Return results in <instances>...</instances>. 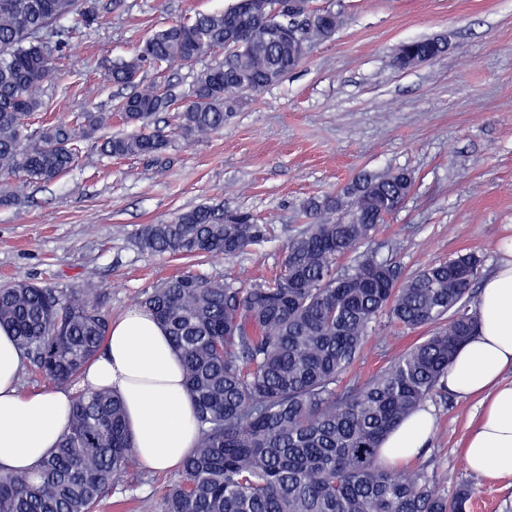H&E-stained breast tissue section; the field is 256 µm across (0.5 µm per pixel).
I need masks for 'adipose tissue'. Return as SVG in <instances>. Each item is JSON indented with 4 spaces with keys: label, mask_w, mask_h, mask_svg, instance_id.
I'll return each mask as SVG.
<instances>
[{
    "label": "adipose tissue",
    "mask_w": 512,
    "mask_h": 512,
    "mask_svg": "<svg viewBox=\"0 0 512 512\" xmlns=\"http://www.w3.org/2000/svg\"><path fill=\"white\" fill-rule=\"evenodd\" d=\"M501 250L502 260L481 287L478 329L457 351L445 382L450 392L478 404L464 455L468 468L486 477L512 473V240ZM23 361L11 331L0 327V471L33 474L57 448L74 393L57 385L21 392ZM80 386L122 396L134 453L144 468L177 469L195 447L197 426L181 360L149 313L132 309L112 322ZM432 431V409L421 407L385 439L382 458L391 466L417 458Z\"/></svg>",
    "instance_id": "1"
}]
</instances>
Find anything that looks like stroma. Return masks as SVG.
<instances>
[{"label": "stroma", "instance_id": "1", "mask_svg": "<svg viewBox=\"0 0 512 512\" xmlns=\"http://www.w3.org/2000/svg\"><path fill=\"white\" fill-rule=\"evenodd\" d=\"M231 0H93L100 24L64 21L67 46L46 91L51 117L112 111L125 91L113 62L144 39ZM343 23L313 43L277 85L248 99L222 131L188 142L171 129L161 160L109 159L85 142L72 170L51 183L0 185V285L26 280L68 290L94 274L103 309L118 319L147 290L190 271L249 284L272 276L288 239L310 219L308 200L337 195L362 174L404 169L415 186L375 236L402 242L403 275L473 253L490 275L512 238V0H312ZM434 39L444 50L408 70L400 45ZM202 203L251 212L272 237L235 258L175 259L144 251L146 225ZM417 333L369 337L356 372L368 375ZM433 436L417 460L448 493L473 489L469 512L512 506V474L470 471L462 448L477 403L439 389L428 400ZM170 472H146L136 490L116 487L98 512H158Z\"/></svg>", "mask_w": 512, "mask_h": 512}]
</instances>
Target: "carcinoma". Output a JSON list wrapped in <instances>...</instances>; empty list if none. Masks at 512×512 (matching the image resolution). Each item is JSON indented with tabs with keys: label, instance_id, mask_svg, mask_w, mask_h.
<instances>
[{
	"label": "carcinoma",
	"instance_id": "obj_1",
	"mask_svg": "<svg viewBox=\"0 0 512 512\" xmlns=\"http://www.w3.org/2000/svg\"><path fill=\"white\" fill-rule=\"evenodd\" d=\"M99 22L88 0H0V176L24 173L51 182L70 170L84 140L112 114L88 112L78 125L28 132L54 79L52 57L66 19ZM341 14L322 10L305 29L307 44L332 37ZM267 14L247 0L197 13L154 34L112 65V84L134 86L156 62L190 66L221 59L194 76L181 102L154 87L135 90L116 109L126 123L153 129L97 139L102 155L161 159L170 147L155 116L176 110L186 139L224 128L248 96L281 82L300 65L299 51L263 33ZM443 51L412 39L395 66L410 69ZM398 170L365 175L342 194L312 202L313 222L289 238L279 273L238 287L184 273L152 288L136 306L164 327L179 353L195 403L199 439L159 512H467L471 489L453 496L425 469L394 470L380 458L385 437L443 386L457 350L474 335L470 306L482 260L460 255L403 278L371 246L379 226L411 193ZM267 225L222 205L183 211L144 228L140 247L159 254L236 257L268 239ZM102 291H60L29 281L0 286V326L12 330L26 371L68 387L80 383L103 350L110 320ZM430 334L385 367L346 384L380 317ZM122 399L79 391L57 451L36 475L0 473V512H95L115 483L136 489Z\"/></svg>",
	"mask_w": 512,
	"mask_h": 512
}]
</instances>
